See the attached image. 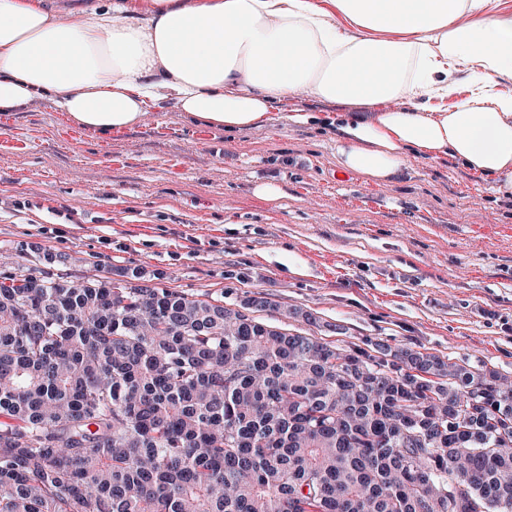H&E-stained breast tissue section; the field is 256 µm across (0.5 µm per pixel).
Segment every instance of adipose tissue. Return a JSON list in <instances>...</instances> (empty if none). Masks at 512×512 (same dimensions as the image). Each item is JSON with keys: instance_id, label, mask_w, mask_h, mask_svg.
Returning a JSON list of instances; mask_svg holds the SVG:
<instances>
[{"instance_id": "obj_1", "label": "adipose tissue", "mask_w": 512, "mask_h": 512, "mask_svg": "<svg viewBox=\"0 0 512 512\" xmlns=\"http://www.w3.org/2000/svg\"><path fill=\"white\" fill-rule=\"evenodd\" d=\"M506 82L512 0H0V112L44 99L109 136L167 103L233 131L310 97L356 107L334 121L336 163L376 183L448 156L512 198Z\"/></svg>"}]
</instances>
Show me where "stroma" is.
<instances>
[{
  "mask_svg": "<svg viewBox=\"0 0 512 512\" xmlns=\"http://www.w3.org/2000/svg\"><path fill=\"white\" fill-rule=\"evenodd\" d=\"M336 129L226 131L166 107L100 138L48 102L0 113V277L116 269L225 305L254 294L315 317L261 321L407 347L512 379V200L450 158L382 184L339 170ZM277 185L280 200L256 197Z\"/></svg>",
  "mask_w": 512,
  "mask_h": 512,
  "instance_id": "obj_1",
  "label": "stroma"
}]
</instances>
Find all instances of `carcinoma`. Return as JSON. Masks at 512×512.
I'll return each mask as SVG.
<instances>
[{
    "label": "carcinoma",
    "mask_w": 512,
    "mask_h": 512,
    "mask_svg": "<svg viewBox=\"0 0 512 512\" xmlns=\"http://www.w3.org/2000/svg\"><path fill=\"white\" fill-rule=\"evenodd\" d=\"M0 281V512H512V384L207 294Z\"/></svg>",
    "instance_id": "obj_1"
}]
</instances>
